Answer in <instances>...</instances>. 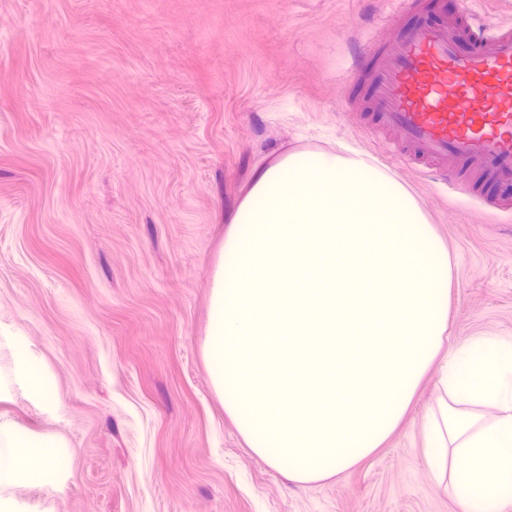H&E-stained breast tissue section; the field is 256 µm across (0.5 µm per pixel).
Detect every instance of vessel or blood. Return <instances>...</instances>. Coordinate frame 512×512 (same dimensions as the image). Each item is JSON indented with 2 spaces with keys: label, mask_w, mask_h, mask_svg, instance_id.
Instances as JSON below:
<instances>
[{
  "label": "vessel or blood",
  "mask_w": 512,
  "mask_h": 512,
  "mask_svg": "<svg viewBox=\"0 0 512 512\" xmlns=\"http://www.w3.org/2000/svg\"><path fill=\"white\" fill-rule=\"evenodd\" d=\"M455 26L419 20L367 49L369 102L417 160L512 182V29L471 15L463 42Z\"/></svg>",
  "instance_id": "obj_1"
}]
</instances>
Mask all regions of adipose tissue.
<instances>
[{
  "mask_svg": "<svg viewBox=\"0 0 512 512\" xmlns=\"http://www.w3.org/2000/svg\"><path fill=\"white\" fill-rule=\"evenodd\" d=\"M21 384L26 396L41 400L50 389L42 365L25 349H15L11 366L0 376V386ZM62 442L54 436H36L12 424L0 422V512H13L7 492L27 478L52 485L56 472L66 460L60 448Z\"/></svg>",
  "mask_w": 512,
  "mask_h": 512,
  "instance_id": "1",
  "label": "adipose tissue"
}]
</instances>
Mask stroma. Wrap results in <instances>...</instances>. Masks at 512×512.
I'll use <instances>...</instances> for the list:
<instances>
[{
	"label": "stroma",
	"instance_id": "obj_1",
	"mask_svg": "<svg viewBox=\"0 0 512 512\" xmlns=\"http://www.w3.org/2000/svg\"><path fill=\"white\" fill-rule=\"evenodd\" d=\"M0 0V421L65 441L16 512H462L419 447L429 372L357 468L304 484L244 444L203 362L225 216L258 164L344 144L448 248V335L512 338V183L452 178L379 128L355 61L417 16L512 28V0ZM11 383H20L31 400H42L50 394L42 365L22 348L15 349L9 371L0 377V388Z\"/></svg>",
	"mask_w": 512,
	"mask_h": 512
}]
</instances>
